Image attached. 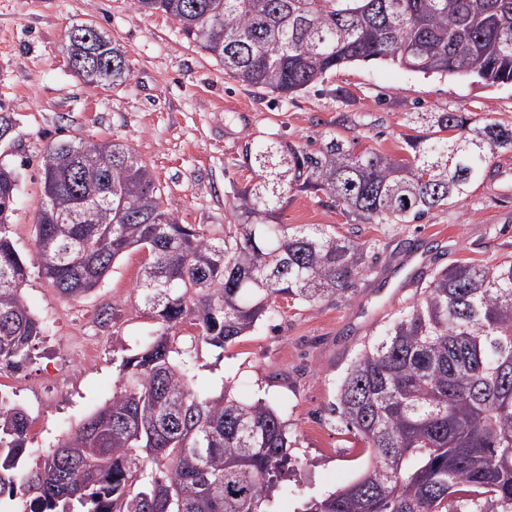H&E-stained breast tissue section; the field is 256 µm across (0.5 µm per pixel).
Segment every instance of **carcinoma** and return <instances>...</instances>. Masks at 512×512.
<instances>
[{"label":"carcinoma","mask_w":512,"mask_h":512,"mask_svg":"<svg viewBox=\"0 0 512 512\" xmlns=\"http://www.w3.org/2000/svg\"><path fill=\"white\" fill-rule=\"evenodd\" d=\"M178 22L224 73L288 97L357 62L425 75L512 83V0H132ZM88 84L130 78L126 51L98 30L67 40ZM407 159L355 153L331 133L315 149L285 140L247 152L258 182L234 196L239 232L179 221L150 168L119 141L47 145L33 262L58 292L97 288L116 260L147 252L136 284L162 327L118 365L120 387L57 442L23 460L28 413L0 392V512H278L291 455L287 424L266 402L209 397L190 351L170 334L187 317L224 348L278 297L310 306L344 298L369 269L365 246L334 231L271 224L284 192L325 196L363 222L410 224L469 196L512 125L419 112ZM18 175L0 163V371L32 360L42 336L27 304L28 264L9 236ZM372 456L352 483L296 512H512V257L431 273L411 304L351 361L328 408Z\"/></svg>","instance_id":"carcinoma-1"}]
</instances>
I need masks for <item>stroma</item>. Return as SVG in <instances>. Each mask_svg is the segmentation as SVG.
Listing matches in <instances>:
<instances>
[{"instance_id": "obj_1", "label": "stroma", "mask_w": 512, "mask_h": 512, "mask_svg": "<svg viewBox=\"0 0 512 512\" xmlns=\"http://www.w3.org/2000/svg\"><path fill=\"white\" fill-rule=\"evenodd\" d=\"M92 23L127 53L126 84L102 90L75 74L62 46L68 31ZM13 128L0 161L17 170L20 191L11 237L34 249L43 148L80 135L128 144L150 167L181 223L232 228L234 194L253 183L247 146L269 139L320 145L340 134L360 153L409 155L411 113L460 112L512 123V84L486 86L457 76H425L389 62L355 63L322 85L282 99L260 94L224 72L187 39L176 21L131 0H0V113ZM492 175L469 196L413 224L357 222L323 206L314 193L288 194L282 221L315 224L363 243L373 259L354 290L316 305L278 298V310L238 342H198L187 320L175 334L193 345L194 382L208 395L231 387L242 400L268 402L288 423L291 472L278 512L351 483L368 463L360 443L327 408L364 343L378 336L416 295L412 281L459 263L484 266L512 256V151L494 155ZM144 255L124 254L101 285L78 299L61 296L30 268L25 296L44 337L33 360L10 374L8 389L30 415L25 458L46 456L78 422L119 388L118 364L161 332L135 290ZM112 311L100 325L99 310ZM97 343L93 362L82 348Z\"/></svg>"}]
</instances>
